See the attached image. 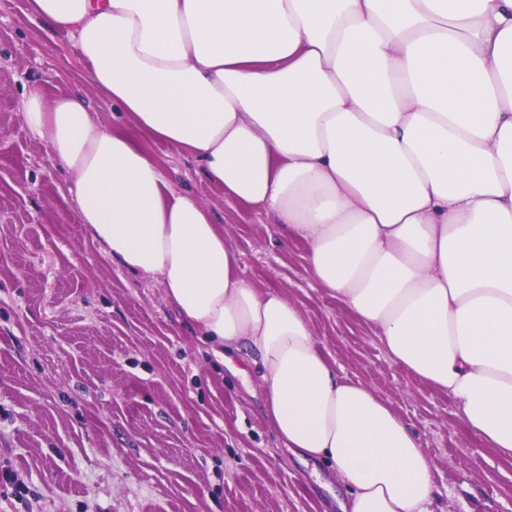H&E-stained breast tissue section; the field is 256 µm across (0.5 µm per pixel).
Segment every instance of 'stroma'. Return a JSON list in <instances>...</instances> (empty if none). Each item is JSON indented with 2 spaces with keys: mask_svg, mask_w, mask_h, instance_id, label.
<instances>
[{
  "mask_svg": "<svg viewBox=\"0 0 512 512\" xmlns=\"http://www.w3.org/2000/svg\"><path fill=\"white\" fill-rule=\"evenodd\" d=\"M70 34L28 0H0V512H337L342 487L285 448L259 368L214 356L159 280L121 268L80 223L49 148L27 129L23 93L101 91ZM173 189L213 211L254 288L282 291L343 373L387 399L435 466L437 512H512V456L463 426L447 392L388 357L375 330L317 287L306 247L225 201L188 153L146 141Z\"/></svg>",
  "mask_w": 512,
  "mask_h": 512,
  "instance_id": "obj_1",
  "label": "stroma"
}]
</instances>
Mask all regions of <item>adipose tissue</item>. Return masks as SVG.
I'll return each mask as SVG.
<instances>
[{
	"instance_id": "ef3b65f1",
	"label": "adipose tissue",
	"mask_w": 512,
	"mask_h": 512,
	"mask_svg": "<svg viewBox=\"0 0 512 512\" xmlns=\"http://www.w3.org/2000/svg\"><path fill=\"white\" fill-rule=\"evenodd\" d=\"M75 38L77 93L24 94L78 217L159 278L224 363L260 365L294 454L334 470L340 512H435L434 467L388 400L351 381L280 291H258L215 215L147 138L307 247L309 273L387 354L512 455V0H30Z\"/></svg>"
}]
</instances>
